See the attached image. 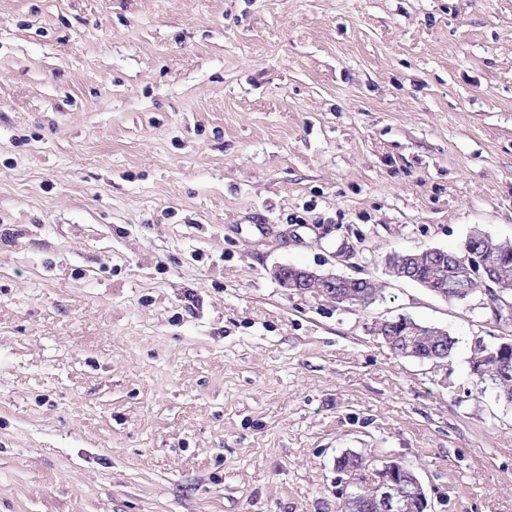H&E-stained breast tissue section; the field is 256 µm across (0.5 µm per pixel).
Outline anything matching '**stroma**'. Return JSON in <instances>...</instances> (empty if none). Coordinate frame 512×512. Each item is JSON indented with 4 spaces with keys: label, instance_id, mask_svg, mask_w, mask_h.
Listing matches in <instances>:
<instances>
[{
    "label": "stroma",
    "instance_id": "stroma-1",
    "mask_svg": "<svg viewBox=\"0 0 512 512\" xmlns=\"http://www.w3.org/2000/svg\"><path fill=\"white\" fill-rule=\"evenodd\" d=\"M475 230L512 240V0H0V512H341L345 452L512 512L468 376L512 327L386 268ZM274 276L284 288L297 292L316 291L320 295L345 301L338 304L349 303L346 300L352 297V292L355 293V297L359 294L365 299L372 296H374V299H377L381 290V288H378V285L377 288H368L369 285L366 284V280L372 281L370 279L358 278L360 280L355 285L360 288H353V282L356 281L355 278H348L335 273L317 274L316 272L290 265L279 266L275 270ZM343 288H351L352 292L344 293ZM396 326L403 331V336H393ZM427 326L421 328L411 318L400 316L379 323L375 332L378 336H389V348L404 357L420 360V357L434 356L445 360L452 356L458 348V338L442 328Z\"/></svg>",
    "mask_w": 512,
    "mask_h": 512
}]
</instances>
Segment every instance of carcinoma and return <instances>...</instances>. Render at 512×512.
<instances>
[{"label": "carcinoma", "mask_w": 512, "mask_h": 512, "mask_svg": "<svg viewBox=\"0 0 512 512\" xmlns=\"http://www.w3.org/2000/svg\"><path fill=\"white\" fill-rule=\"evenodd\" d=\"M480 254L489 261L491 276L494 280L509 281L512 279V241H487L482 232L472 233L465 241L464 248L450 250L448 255L461 257L464 252ZM494 287L490 282L475 281L468 288H458L451 292L453 301H465L475 296L482 300L485 309H491L498 321L512 323V309L503 302L495 307L488 304L489 289ZM459 340L450 334L446 336H391L389 348L396 354L418 359L434 356L448 358L457 350ZM469 376L478 394L492 391L497 400L512 406V348L501 346V343L485 345L478 343L469 361ZM368 490L362 486L346 497L343 512H364L359 501L365 499Z\"/></svg>", "instance_id": "carcinoma-1"}]
</instances>
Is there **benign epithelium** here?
I'll return each instance as SVG.
<instances>
[{"mask_svg": "<svg viewBox=\"0 0 512 512\" xmlns=\"http://www.w3.org/2000/svg\"><path fill=\"white\" fill-rule=\"evenodd\" d=\"M422 263V255L415 253H399L389 258L388 268L392 276L420 282L416 268ZM485 268L481 257L468 255L465 268L461 271L460 279L467 282L481 275ZM276 280L285 288L297 292L315 291L329 298L345 301L352 296L343 289L353 287L354 279L343 275L328 273L317 274L313 271L296 266H280L275 270ZM399 328L406 336H443L446 330L438 327L421 328L412 319L399 316L392 320L379 323L376 334L381 336L393 335L394 328ZM371 491V503L375 512H403V506L411 508V512H426L428 501L418 479L405 483L398 477L397 465L389 462L379 470H373L368 484Z\"/></svg>", "mask_w": 512, "mask_h": 512, "instance_id": "obj_1", "label": "benign epithelium"}]
</instances>
